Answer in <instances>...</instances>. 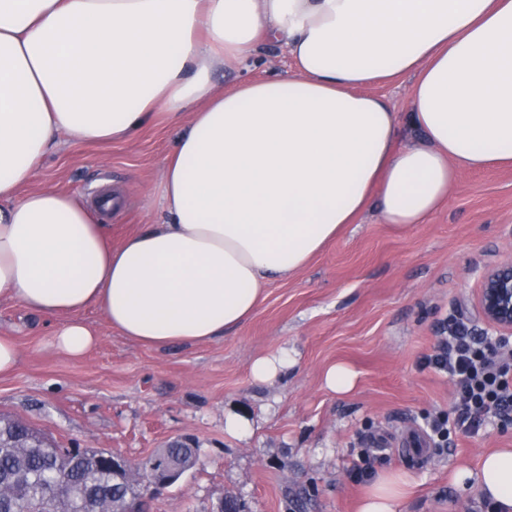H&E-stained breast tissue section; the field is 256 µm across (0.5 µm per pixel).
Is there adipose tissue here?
<instances>
[{
    "instance_id": "adipose-tissue-1",
    "label": "adipose tissue",
    "mask_w": 512,
    "mask_h": 512,
    "mask_svg": "<svg viewBox=\"0 0 512 512\" xmlns=\"http://www.w3.org/2000/svg\"><path fill=\"white\" fill-rule=\"evenodd\" d=\"M263 41L292 74L216 81ZM404 75L406 111L364 91ZM183 119L166 220L120 246L82 199L22 191L58 134L121 142ZM404 126L422 143L400 145ZM492 165H512V0H0V298L65 316L71 357L99 341L89 306L144 345L222 337L370 200L423 224L460 172ZM453 481L512 512V448ZM406 486L377 474L359 512H402Z\"/></svg>"
}]
</instances>
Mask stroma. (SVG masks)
Segmentation results:
<instances>
[{"label":"stroma","mask_w":512,"mask_h":512,"mask_svg":"<svg viewBox=\"0 0 512 512\" xmlns=\"http://www.w3.org/2000/svg\"><path fill=\"white\" fill-rule=\"evenodd\" d=\"M290 68L281 46L264 43L254 65L217 79L228 86ZM180 132L163 123L116 144L59 135L26 188L88 202L125 194L123 208L101 217L120 245L160 222L164 163ZM510 258L512 166H497L462 172L423 224L385 223L369 204L304 270L271 280L247 322L209 342L147 347L89 307L80 317L100 340L74 359L52 344L62 317L1 299L0 338L14 341L20 358L0 375V416L25 421L59 447L104 449L133 462L191 440L197 465L146 498L145 512H218L228 496L244 512H357L367 485L351 469L364 461L372 473L409 478L403 512H495L476 485L456 486L452 474L476 468L491 449L512 448V425L495 418L478 433H457L422 466L376 442L454 413L453 384L422 360L450 318L489 335L473 299L482 270ZM283 348L296 352V365L272 382L254 381L252 360ZM336 362L358 372L352 394L323 387L324 370ZM231 407L251 413L249 439L225 434Z\"/></svg>","instance_id":"35a3bbf8"}]
</instances>
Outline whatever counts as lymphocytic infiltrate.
<instances>
[{
    "mask_svg": "<svg viewBox=\"0 0 512 512\" xmlns=\"http://www.w3.org/2000/svg\"><path fill=\"white\" fill-rule=\"evenodd\" d=\"M428 362L448 376L460 401L455 422L438 417L428 423L434 446L447 442L451 428L469 430L512 413V370L502 365L491 338L473 335L464 323L454 322Z\"/></svg>",
    "mask_w": 512,
    "mask_h": 512,
    "instance_id": "f902f5d3",
    "label": "lymphocytic infiltrate"
}]
</instances>
